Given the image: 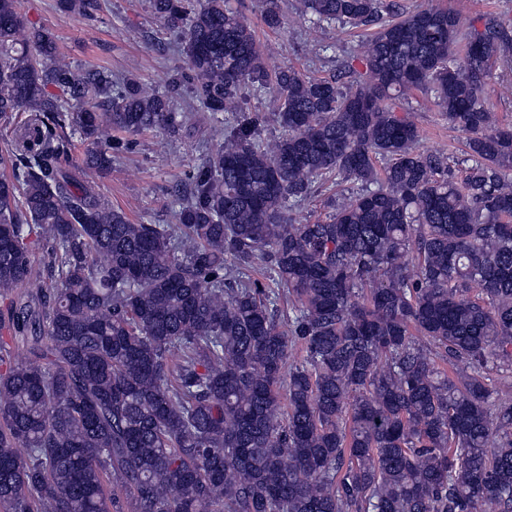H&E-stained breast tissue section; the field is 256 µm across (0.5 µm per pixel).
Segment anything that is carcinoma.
Segmentation results:
<instances>
[{
	"instance_id": "carcinoma-1",
	"label": "carcinoma",
	"mask_w": 512,
	"mask_h": 512,
	"mask_svg": "<svg viewBox=\"0 0 512 512\" xmlns=\"http://www.w3.org/2000/svg\"><path fill=\"white\" fill-rule=\"evenodd\" d=\"M151 4L184 56L167 93L75 73L0 0V120L34 133L0 156V331L24 349L0 341V512H512V128L487 107L512 32L295 0L315 26L370 29L343 90L268 70L229 0ZM286 10L262 0L269 27ZM186 79L231 113L224 141L176 223L134 224L93 177L121 134L185 127ZM249 87L277 104L271 143ZM414 91L468 135L460 178L397 112ZM331 182L325 218L293 220Z\"/></svg>"
}]
</instances>
